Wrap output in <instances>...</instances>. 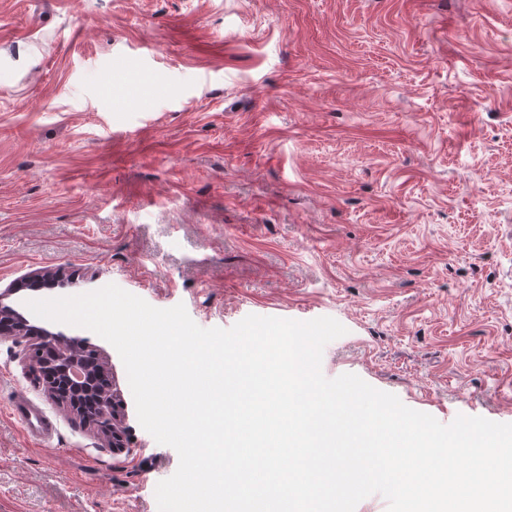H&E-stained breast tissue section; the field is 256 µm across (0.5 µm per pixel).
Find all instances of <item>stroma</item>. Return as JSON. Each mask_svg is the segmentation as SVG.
<instances>
[{
    "mask_svg": "<svg viewBox=\"0 0 512 512\" xmlns=\"http://www.w3.org/2000/svg\"><path fill=\"white\" fill-rule=\"evenodd\" d=\"M114 284L200 327L331 317L323 351L409 408L512 423V0H0V290ZM115 450L0 336V512H158L177 452ZM8 413L22 421L29 434L39 440H49L55 432L51 418L24 396H16L7 403Z\"/></svg>",
    "mask_w": 512,
    "mask_h": 512,
    "instance_id": "obj_1",
    "label": "stroma"
}]
</instances>
